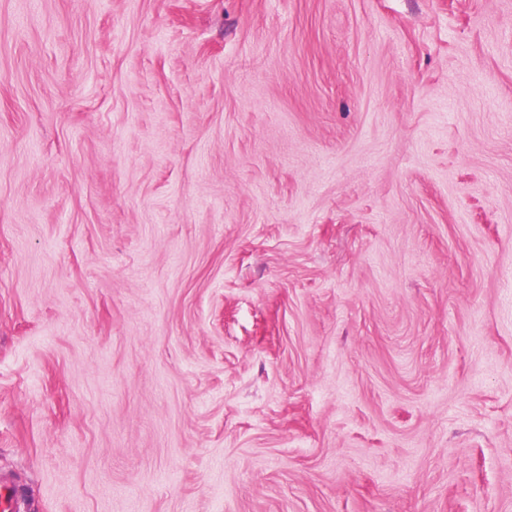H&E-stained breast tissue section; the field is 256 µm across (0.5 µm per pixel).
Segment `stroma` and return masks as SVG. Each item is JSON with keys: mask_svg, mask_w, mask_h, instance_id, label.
Masks as SVG:
<instances>
[{"mask_svg": "<svg viewBox=\"0 0 512 512\" xmlns=\"http://www.w3.org/2000/svg\"><path fill=\"white\" fill-rule=\"evenodd\" d=\"M17 512H512V0H0Z\"/></svg>", "mask_w": 512, "mask_h": 512, "instance_id": "obj_1", "label": "stroma"}]
</instances>
